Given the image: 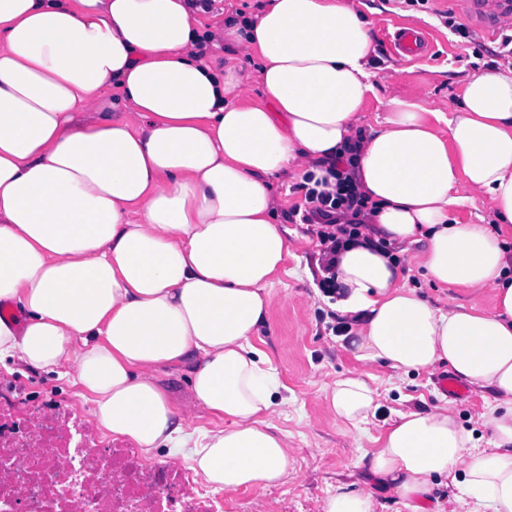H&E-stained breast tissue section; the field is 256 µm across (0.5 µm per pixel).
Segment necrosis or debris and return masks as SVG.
<instances>
[{"instance_id":"obj_1","label":"necrosis or debris","mask_w":512,"mask_h":512,"mask_svg":"<svg viewBox=\"0 0 512 512\" xmlns=\"http://www.w3.org/2000/svg\"><path fill=\"white\" fill-rule=\"evenodd\" d=\"M0 512H224V496L103 438L76 407L32 405L0 387Z\"/></svg>"}]
</instances>
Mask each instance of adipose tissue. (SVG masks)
<instances>
[{"label":"adipose tissue","mask_w":512,"mask_h":512,"mask_svg":"<svg viewBox=\"0 0 512 512\" xmlns=\"http://www.w3.org/2000/svg\"><path fill=\"white\" fill-rule=\"evenodd\" d=\"M204 39L228 46L223 64ZM374 55L352 0H268L212 27L188 0H0V365L71 378L105 433L167 449L215 489L284 483L272 418L288 399L252 342L292 246L270 182L324 180L356 139L376 211L339 256L333 304L354 356L404 373L445 362L505 404L489 447L442 405L398 414L357 465L410 512L452 477L467 512H512V66L470 75L452 115L395 96L363 132ZM110 90L126 113L106 111ZM465 190L489 200L484 223L456 217ZM381 238L440 287L490 289L492 309L431 306ZM165 366L187 372L190 407ZM369 379L326 389L344 425L374 415ZM197 406L221 426L191 429ZM161 373L162 379L166 384L169 396L173 403L179 407H183L190 400L189 380L185 373L163 368Z\"/></svg>","instance_id":"ef3b65f1"}]
</instances>
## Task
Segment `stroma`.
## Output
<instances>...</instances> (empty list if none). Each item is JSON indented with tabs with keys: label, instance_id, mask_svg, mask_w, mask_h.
<instances>
[{
	"label": "stroma",
	"instance_id": "1",
	"mask_svg": "<svg viewBox=\"0 0 512 512\" xmlns=\"http://www.w3.org/2000/svg\"><path fill=\"white\" fill-rule=\"evenodd\" d=\"M370 23L376 47L373 66L384 76L364 113L367 123L383 119L392 96L423 99L429 109L453 112L463 83L475 69L507 68L498 57L499 38L475 34L466 40L446 25L440 0L407 5L405 0H354ZM415 26L430 35V49L422 57L393 54L389 36L399 27ZM273 194L285 199L278 214L280 223L299 235L292 246L285 270L271 288L274 304L269 318L255 338L268 352L288 388L290 403L272 422L287 435L291 450L290 475L286 482L266 489H240L224 495L226 512H321L327 494L341 483L365 488L374 502V512H408L386 487L366 482L354 465L363 453L379 448L397 413L449 405L458 421L481 445H488L493 430L487 420L496 409L493 397L473 389L469 399L445 401L434 378L448 372L447 364L408 374L378 363H363L344 348L342 340L329 331L334 310L318 289L320 245L312 225L295 222L292 213L304 208V192L298 185L282 181L271 184ZM405 281L432 306L474 302L490 308L489 291L463 293L431 283L421 268L411 264L408 254L398 256ZM352 371L371 373L378 390L379 407L362 430L347 428L329 410L325 390L336 379ZM10 376L29 400L36 404L59 402L91 411L90 401L80 397L78 387L56 376L16 366L13 373L0 367V377Z\"/></svg>",
	"mask_w": 512,
	"mask_h": 512
}]
</instances>
